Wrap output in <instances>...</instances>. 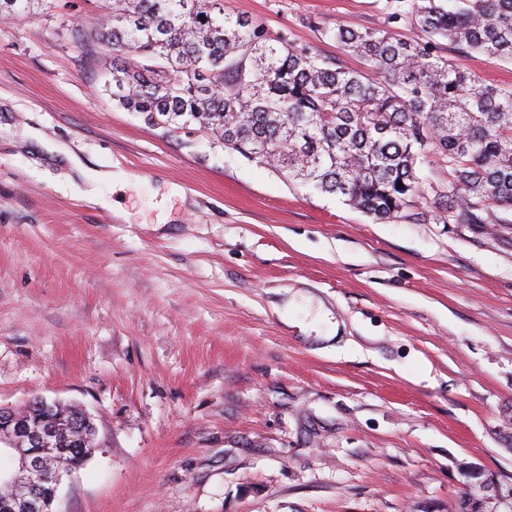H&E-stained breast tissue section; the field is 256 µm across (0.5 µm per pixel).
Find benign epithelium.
Returning <instances> with one entry per match:
<instances>
[{
	"label": "benign epithelium",
	"instance_id": "obj_1",
	"mask_svg": "<svg viewBox=\"0 0 512 512\" xmlns=\"http://www.w3.org/2000/svg\"><path fill=\"white\" fill-rule=\"evenodd\" d=\"M62 408L60 401L44 397H35L21 408L0 405V449L8 450L15 460L11 470L0 471V485L23 493L19 500L0 504L5 512H58L56 503L63 481L91 456L87 448L95 433L91 417L81 411L69 422L71 437L64 446L59 439L64 423ZM69 452L73 459L66 467L52 466L56 457ZM480 476L476 470L470 472V477L476 479L471 488L489 494L497 505L512 509V489L505 495Z\"/></svg>",
	"mask_w": 512,
	"mask_h": 512
}]
</instances>
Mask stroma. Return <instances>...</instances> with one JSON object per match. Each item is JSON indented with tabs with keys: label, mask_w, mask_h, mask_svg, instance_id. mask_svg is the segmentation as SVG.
Masks as SVG:
<instances>
[{
	"label": "stroma",
	"mask_w": 512,
	"mask_h": 512,
	"mask_svg": "<svg viewBox=\"0 0 512 512\" xmlns=\"http://www.w3.org/2000/svg\"><path fill=\"white\" fill-rule=\"evenodd\" d=\"M224 7L351 67L323 30L388 11ZM106 19L0 20V405L91 416L61 512H457L472 467L512 487V225L376 221L164 134L75 38ZM51 143L134 179L102 207Z\"/></svg>",
	"instance_id": "35a3bbf8"
}]
</instances>
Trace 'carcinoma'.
<instances>
[{"mask_svg":"<svg viewBox=\"0 0 512 512\" xmlns=\"http://www.w3.org/2000/svg\"><path fill=\"white\" fill-rule=\"evenodd\" d=\"M57 2L0 0V18ZM100 2L112 27L91 23L80 36L112 53V99L147 124L196 126L375 221L512 222V86L448 56L452 46L512 62V0H388L385 29L323 30L366 72L272 36L224 0Z\"/></svg>","mask_w":512,"mask_h":512,"instance_id":"carcinoma-1","label":"carcinoma"}]
</instances>
